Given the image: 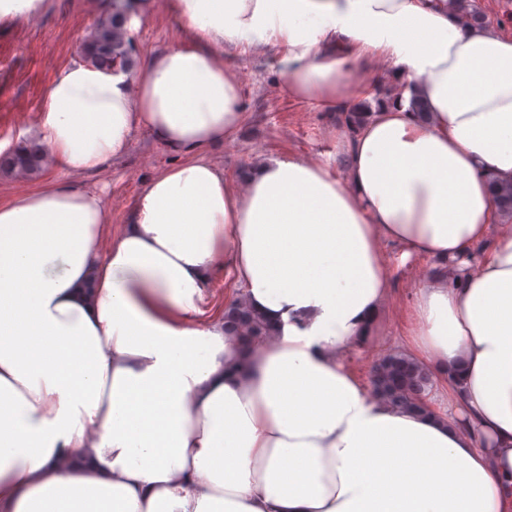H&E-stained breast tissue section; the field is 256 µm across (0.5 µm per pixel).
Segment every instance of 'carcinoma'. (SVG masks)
I'll return each instance as SVG.
<instances>
[{"label":"carcinoma","instance_id":"cac0c4a2","mask_svg":"<svg viewBox=\"0 0 512 512\" xmlns=\"http://www.w3.org/2000/svg\"><path fill=\"white\" fill-rule=\"evenodd\" d=\"M131 3L132 0H112V12L100 18L84 39L82 52L87 62L105 69L119 67L129 71L134 67L126 30ZM448 7L467 23H485L484 15L473 0H448ZM370 114V103L362 101L340 117L338 124L351 131L354 126L367 120ZM44 161L36 143L21 141L0 155V171L36 175L42 170ZM493 190L501 212L512 215V185L496 184ZM224 318L234 324L238 335L243 338L260 341L271 336L268 323L240 300L230 305ZM371 383L375 392L391 404L418 410L422 408L421 395L431 379L422 366L392 351L378 360Z\"/></svg>","mask_w":512,"mask_h":512}]
</instances>
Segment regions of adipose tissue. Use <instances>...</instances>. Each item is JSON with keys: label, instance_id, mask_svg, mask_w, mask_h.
Segmentation results:
<instances>
[{"label": "adipose tissue", "instance_id": "1", "mask_svg": "<svg viewBox=\"0 0 512 512\" xmlns=\"http://www.w3.org/2000/svg\"><path fill=\"white\" fill-rule=\"evenodd\" d=\"M167 8L184 39L133 74L57 73L37 143L68 179L0 201V512H512V225L489 187L512 183V36L447 0ZM243 42L327 112L389 61L402 91L346 140L345 179L271 158L236 184L202 158L244 122ZM138 129L179 162L115 234L80 178ZM387 243L464 269L417 290L419 410L343 363L389 298ZM220 271L269 339L202 320Z\"/></svg>", "mask_w": 512, "mask_h": 512}]
</instances>
